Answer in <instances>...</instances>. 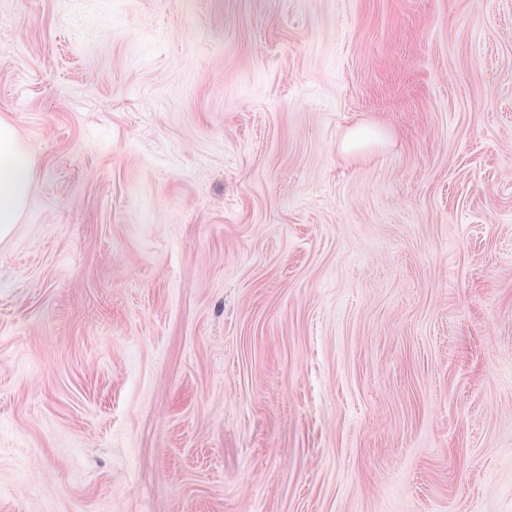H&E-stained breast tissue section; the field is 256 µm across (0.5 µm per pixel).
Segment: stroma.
Returning <instances> with one entry per match:
<instances>
[{
	"label": "stroma",
	"instance_id": "1",
	"mask_svg": "<svg viewBox=\"0 0 512 512\" xmlns=\"http://www.w3.org/2000/svg\"><path fill=\"white\" fill-rule=\"evenodd\" d=\"M0 117V512H512V0H0ZM32 181L15 126L0 118V239L17 224L27 203Z\"/></svg>",
	"mask_w": 512,
	"mask_h": 512
}]
</instances>
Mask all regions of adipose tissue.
Returning a JSON list of instances; mask_svg holds the SVG:
<instances>
[{
    "mask_svg": "<svg viewBox=\"0 0 512 512\" xmlns=\"http://www.w3.org/2000/svg\"><path fill=\"white\" fill-rule=\"evenodd\" d=\"M32 181L15 126L0 118V239L17 224L27 203Z\"/></svg>",
    "mask_w": 512,
    "mask_h": 512,
    "instance_id": "1",
    "label": "adipose tissue"
}]
</instances>
